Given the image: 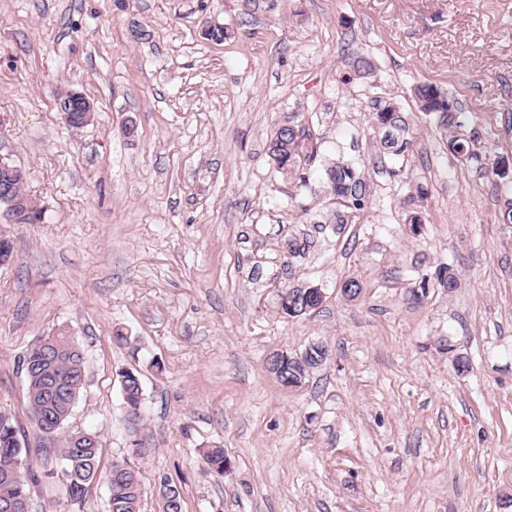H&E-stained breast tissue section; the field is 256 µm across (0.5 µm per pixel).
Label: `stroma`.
Returning a JSON list of instances; mask_svg holds the SVG:
<instances>
[{
  "label": "stroma",
  "mask_w": 512,
  "mask_h": 512,
  "mask_svg": "<svg viewBox=\"0 0 512 512\" xmlns=\"http://www.w3.org/2000/svg\"><path fill=\"white\" fill-rule=\"evenodd\" d=\"M357 55L375 71L355 72ZM419 83L461 126L421 112ZM69 91L95 105L79 129L57 111ZM375 97L410 125L403 156L380 147ZM288 120L318 139L304 187L268 156ZM458 138L480 161L450 151ZM0 156L40 212L0 210V413L26 435L20 362L65 332L87 376L65 428L99 434L102 469L140 472L141 512H160L167 480L183 512H512V181L491 172L512 163V0H0ZM336 160L371 193L342 228L320 221ZM307 286L321 306L285 314V290ZM315 343L326 363L281 386L269 355ZM126 368L143 385L140 454ZM216 446L222 475L203 460ZM21 460L38 476L30 512H108L101 479L70 501L58 449Z\"/></svg>",
  "instance_id": "obj_1"
}]
</instances>
